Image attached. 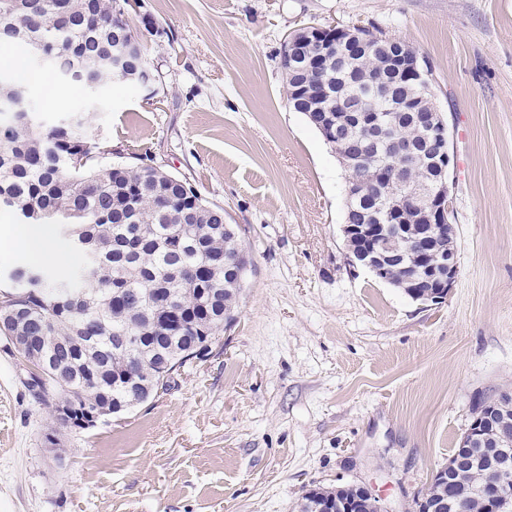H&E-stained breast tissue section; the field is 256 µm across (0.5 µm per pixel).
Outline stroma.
<instances>
[{
  "label": "stroma",
  "instance_id": "obj_1",
  "mask_svg": "<svg viewBox=\"0 0 512 512\" xmlns=\"http://www.w3.org/2000/svg\"><path fill=\"white\" fill-rule=\"evenodd\" d=\"M155 91L104 77L89 136L223 207L251 264L236 322L170 390L60 430L0 339V512H298L314 486L389 512L448 461L476 402L512 388V0H129ZM367 26L430 64L452 133L459 275L439 305L350 270L345 172L292 111L280 56L308 24ZM39 84L49 122L85 108ZM62 455H55L54 446Z\"/></svg>",
  "mask_w": 512,
  "mask_h": 512
}]
</instances>
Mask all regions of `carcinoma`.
Instances as JSON below:
<instances>
[{"instance_id": "obj_1", "label": "carcinoma", "mask_w": 512, "mask_h": 512, "mask_svg": "<svg viewBox=\"0 0 512 512\" xmlns=\"http://www.w3.org/2000/svg\"><path fill=\"white\" fill-rule=\"evenodd\" d=\"M125 0H42L48 4L32 19L0 0V48L30 50L34 42L48 46L63 42L74 53L59 60L54 73L96 64L98 75L112 73L103 64L108 51L120 48L113 29L116 3ZM84 19L63 23L58 5ZM389 45L348 56L366 74L385 63ZM10 124L0 136V209L12 210L22 224H61L74 248L87 255L84 265L61 277L43 266L22 265L17 279L39 276L40 286L0 287V338L14 336L24 324L23 357L45 350L52 364L30 373L29 386L37 398L56 412L63 428L77 425L59 408L112 414V402L140 398L138 383L155 379L153 389H166L169 375L156 373L165 359L184 367L183 353L200 346L206 355L218 344L224 321L235 320L243 281L232 282L224 265L238 261L240 272L249 264L240 235L224 236V209L209 204L193 189L183 192L169 173L157 171L139 158L109 164L90 160L77 167L73 157L96 152L98 143L83 126L77 129L36 127L9 114ZM406 253L402 278L414 273L419 242L399 244ZM150 339V360L136 364L122 355L130 336ZM473 466L454 482H432L437 500L448 503L444 512H474L482 486L495 478L485 450L470 449ZM319 495L344 497L340 489L313 488L301 497L300 512H310Z\"/></svg>"}]
</instances>
